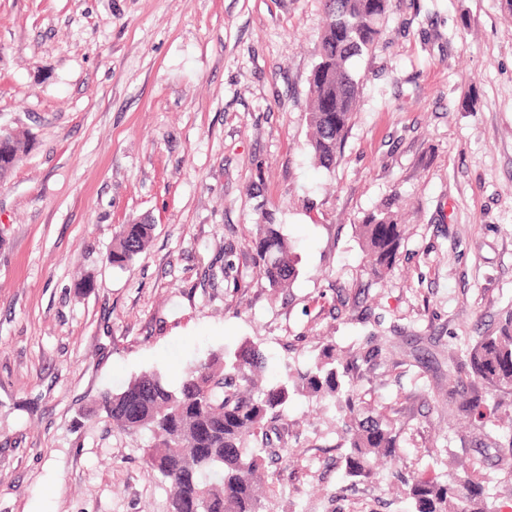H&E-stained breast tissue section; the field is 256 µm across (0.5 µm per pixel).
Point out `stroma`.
I'll use <instances>...</instances> for the list:
<instances>
[{
  "mask_svg": "<svg viewBox=\"0 0 512 512\" xmlns=\"http://www.w3.org/2000/svg\"><path fill=\"white\" fill-rule=\"evenodd\" d=\"M323 25L321 0H0V125L30 141L0 177V512H167L147 437L86 411L247 338L270 381L335 338L401 427L399 463L355 484L335 407L291 404L278 512H408L396 470L479 447L442 390L512 306V18L391 0L329 170L306 121ZM387 210L406 229L378 279L355 227ZM268 214L300 270L280 293L247 246ZM132 217L153 238L118 270ZM154 224L145 218H133L121 224L112 242L106 260L113 268L127 269L148 246Z\"/></svg>",
  "mask_w": 512,
  "mask_h": 512,
  "instance_id": "35a3bbf8",
  "label": "stroma"
}]
</instances>
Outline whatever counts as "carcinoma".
I'll return each instance as SVG.
<instances>
[{
    "label": "carcinoma",
    "mask_w": 512,
    "mask_h": 512,
    "mask_svg": "<svg viewBox=\"0 0 512 512\" xmlns=\"http://www.w3.org/2000/svg\"><path fill=\"white\" fill-rule=\"evenodd\" d=\"M325 22L317 46L307 112L309 145L316 164L329 170L348 128L357 96L350 70L353 58L376 49L380 23L389 0H322ZM8 156L0 159V176L29 150V140L12 132ZM372 275L381 277L396 262L402 225L389 212L372 214L355 225ZM154 225L133 218L119 226L106 260L126 269L148 246ZM258 278L278 293L293 287L298 260L280 225L267 218L248 241ZM448 415L465 416L492 428L500 421L504 396L512 395V308L495 329L466 346L464 358L448 356ZM265 368L260 345L244 341L232 353L210 352L184 371L179 385L158 372L131 378L118 391L105 392L95 415L130 437L147 434L146 464L169 484L168 512L177 503L201 499L207 512H276L267 493L268 464L279 457V422L299 399L319 404L331 400L343 412L347 451L343 467L354 483L378 479L376 463L397 461L400 428L388 407L365 408L364 394L350 372L347 352L330 340L312 364L288 369L268 386L257 381ZM481 381L499 395L488 405L472 389ZM483 452L468 458L462 474L444 480H404L410 512H503L485 487Z\"/></svg>",
    "instance_id": "1"
}]
</instances>
